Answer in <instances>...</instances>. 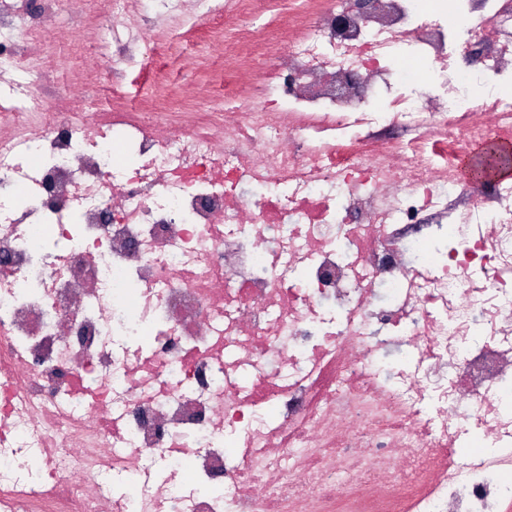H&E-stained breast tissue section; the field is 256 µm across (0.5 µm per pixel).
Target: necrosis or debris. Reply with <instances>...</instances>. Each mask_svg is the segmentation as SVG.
<instances>
[{
  "label": "necrosis or debris",
  "instance_id": "necrosis-or-debris-1",
  "mask_svg": "<svg viewBox=\"0 0 512 512\" xmlns=\"http://www.w3.org/2000/svg\"><path fill=\"white\" fill-rule=\"evenodd\" d=\"M43 2L24 53L0 0V512H512V185L459 168L512 137L504 0H324L244 110L109 115L37 89L94 0Z\"/></svg>",
  "mask_w": 512,
  "mask_h": 512
}]
</instances>
